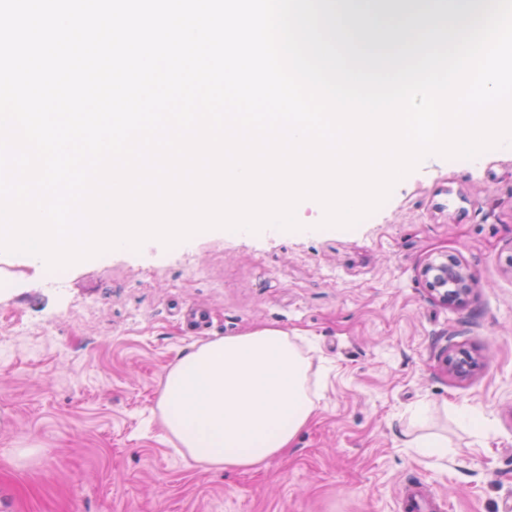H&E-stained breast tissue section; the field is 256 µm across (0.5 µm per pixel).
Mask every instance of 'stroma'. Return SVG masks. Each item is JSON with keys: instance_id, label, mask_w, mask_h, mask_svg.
Instances as JSON below:
<instances>
[{"instance_id": "35a3bbf8", "label": "stroma", "mask_w": 512, "mask_h": 512, "mask_svg": "<svg viewBox=\"0 0 512 512\" xmlns=\"http://www.w3.org/2000/svg\"><path fill=\"white\" fill-rule=\"evenodd\" d=\"M439 255L474 273L465 306L428 290L421 268ZM188 259L208 277L185 279ZM0 273L14 279L0 330L51 327L37 354L0 353L13 512H399L410 479L448 512H512V144L426 157L351 228L146 243L66 267L61 288L20 254ZM264 327L311 341L319 408L260 470L196 467L153 415L162 378L192 345ZM458 347L482 362L463 381L440 363ZM426 435L447 455L410 447Z\"/></svg>"}]
</instances>
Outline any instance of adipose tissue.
Here are the masks:
<instances>
[{
	"instance_id": "obj_1",
	"label": "adipose tissue",
	"mask_w": 512,
	"mask_h": 512,
	"mask_svg": "<svg viewBox=\"0 0 512 512\" xmlns=\"http://www.w3.org/2000/svg\"><path fill=\"white\" fill-rule=\"evenodd\" d=\"M293 337L262 328L198 344L167 370L159 420L208 471H251L293 448L319 400Z\"/></svg>"
}]
</instances>
